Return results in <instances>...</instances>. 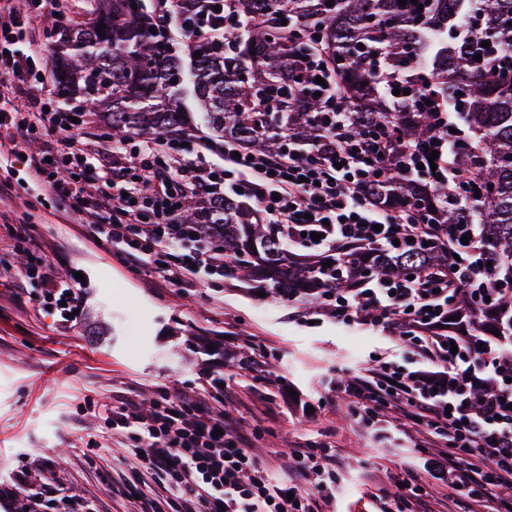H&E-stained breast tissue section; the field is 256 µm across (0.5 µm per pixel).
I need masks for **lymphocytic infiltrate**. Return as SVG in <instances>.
<instances>
[{"label":"lymphocytic infiltrate","instance_id":"obj_1","mask_svg":"<svg viewBox=\"0 0 512 512\" xmlns=\"http://www.w3.org/2000/svg\"><path fill=\"white\" fill-rule=\"evenodd\" d=\"M214 2L199 0L198 12L212 15ZM58 12V0H32L23 13L15 0H0V165L24 160L33 185L55 209L90 216L97 243L117 249L134 266L179 289L196 285L201 273L223 274L222 247L181 221L190 201L208 195L249 200L284 244L314 257L350 245L389 247L441 236L440 227L373 201L369 184L383 170L381 149L377 141L344 136L342 90L332 78L316 84L320 70L304 56L290 58L289 66L311 74L307 91L320 93L336 109L334 123L322 130L324 147L252 155L184 129L139 139L131 151L125 143L113 145L130 178H106L94 162L100 136L90 132L74 143L72 116L53 109V91L41 75L44 50L27 36L34 19ZM212 17L210 24L190 29L176 0H160L152 20L188 40L203 36L227 43L249 25L234 13ZM37 140L46 141L44 151L27 153ZM23 280L36 303L55 299L72 310L81 304V281L57 277L51 263L26 270ZM454 293L447 273L437 271L411 280L372 279L349 291L331 285L320 298L337 320L398 331L412 351L407 365L394 369L385 361L344 384L354 415L376 419L391 412L420 424L438 449L428 463L435 483L477 506L491 503L494 512H512V498L499 494L512 485V382L503 376L505 355L475 337L449 335ZM492 380L495 393L476 401ZM223 381V373L209 374L193 398L163 391L147 411L131 397L100 407L89 400L83 410L101 412L107 427L132 440L130 456L164 477L163 487L181 512H323L334 497L335 471L308 448L297 454L298 482H278L250 449L258 429L213 410L212 393ZM314 475L320 482L313 496L302 483Z\"/></svg>","mask_w":512,"mask_h":512}]
</instances>
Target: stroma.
Masks as SVG:
<instances>
[{
    "mask_svg": "<svg viewBox=\"0 0 512 512\" xmlns=\"http://www.w3.org/2000/svg\"><path fill=\"white\" fill-rule=\"evenodd\" d=\"M0 180L14 186L0 201V236L9 224L35 225L56 274L85 277L68 329L58 314L0 301V488L14 491L0 512H23L37 493L41 512H70L74 497L94 512H141L154 476L78 407L129 393L147 407L165 389L191 396L215 370L227 382L215 407L243 424L260 421L255 451L279 482L293 480L298 447L329 443L332 512H389L387 493L405 472L429 480L420 427L388 414L354 419L336 390L373 367L395 337L336 321L317 301L283 298L258 281L213 275L192 291L169 287L38 197L26 167H0Z\"/></svg>",
    "mask_w": 512,
    "mask_h": 512,
    "instance_id": "35a3bbf8",
    "label": "stroma"
}]
</instances>
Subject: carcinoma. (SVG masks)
<instances>
[{
	"mask_svg": "<svg viewBox=\"0 0 512 512\" xmlns=\"http://www.w3.org/2000/svg\"><path fill=\"white\" fill-rule=\"evenodd\" d=\"M94 4L88 22L50 36L64 102L81 104L114 137L183 128L188 113L175 82L181 58L171 39L151 33L143 0ZM196 5L179 0L187 27L205 23ZM234 8L257 25L229 45L193 42L201 52L194 110L213 131L271 153L283 151L290 136L301 148L315 144L329 118L320 98L298 97L302 83L288 57L317 53L346 91L348 135L382 136L376 200L407 208L424 224L451 226L454 236L420 242L399 259L383 248H350L329 261L298 260L284 254L272 225L232 199L201 198L183 222L205 225L224 245L228 276L317 296L330 282L351 290L375 276L457 270L448 334L512 336V55L504 52L512 49V0H408L403 7L399 0H234ZM290 10L296 22L288 27L282 20ZM438 110L464 125L449 161L480 190L467 208L448 200V184L423 155ZM419 163L427 176L415 177Z\"/></svg>",
	"mask_w": 512,
	"mask_h": 512,
	"instance_id": "cac0c4a2",
	"label": "carcinoma"
}]
</instances>
